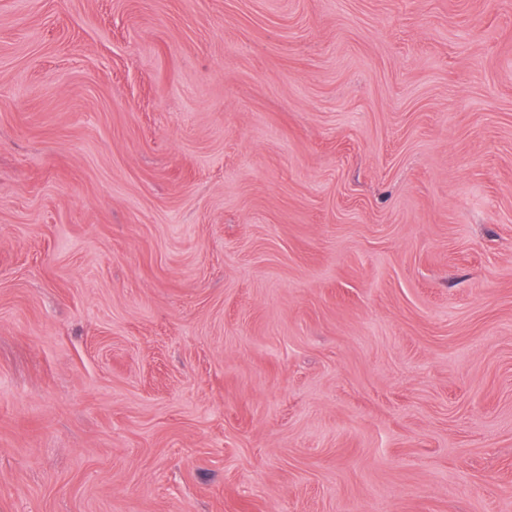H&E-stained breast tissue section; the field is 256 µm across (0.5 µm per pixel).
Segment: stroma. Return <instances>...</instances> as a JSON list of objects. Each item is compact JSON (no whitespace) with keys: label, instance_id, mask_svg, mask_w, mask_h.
Returning <instances> with one entry per match:
<instances>
[{"label":"stroma","instance_id":"obj_1","mask_svg":"<svg viewBox=\"0 0 512 512\" xmlns=\"http://www.w3.org/2000/svg\"><path fill=\"white\" fill-rule=\"evenodd\" d=\"M0 512H512V0H0Z\"/></svg>","mask_w":512,"mask_h":512}]
</instances>
